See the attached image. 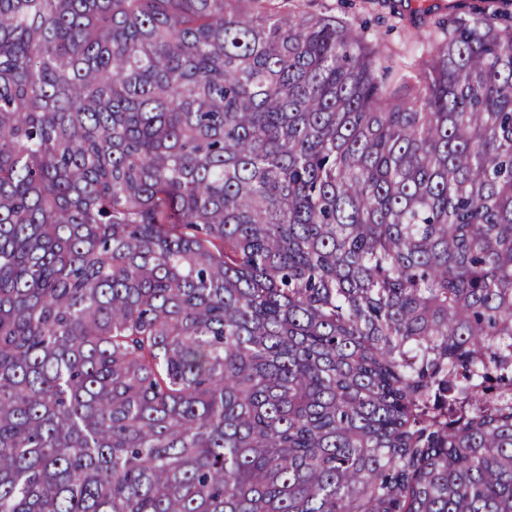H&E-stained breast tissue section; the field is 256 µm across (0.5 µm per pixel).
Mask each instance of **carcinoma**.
Masks as SVG:
<instances>
[{
  "label": "carcinoma",
  "mask_w": 512,
  "mask_h": 512,
  "mask_svg": "<svg viewBox=\"0 0 512 512\" xmlns=\"http://www.w3.org/2000/svg\"><path fill=\"white\" fill-rule=\"evenodd\" d=\"M511 7L0 0V512H512ZM479 0H311L301 3L310 5L308 10L313 12H330L339 17H345L354 23L368 21L369 34L380 43V47L386 51H396L407 57L409 62L419 64L427 58V50L416 43L414 29L410 26L409 19L418 18L416 11H427V19L430 21L442 19L448 20L452 14L467 11L472 4ZM455 8V9H453ZM458 8V9H456ZM404 15V27L395 25L394 12Z\"/></svg>",
  "instance_id": "cac0c4a2"
}]
</instances>
